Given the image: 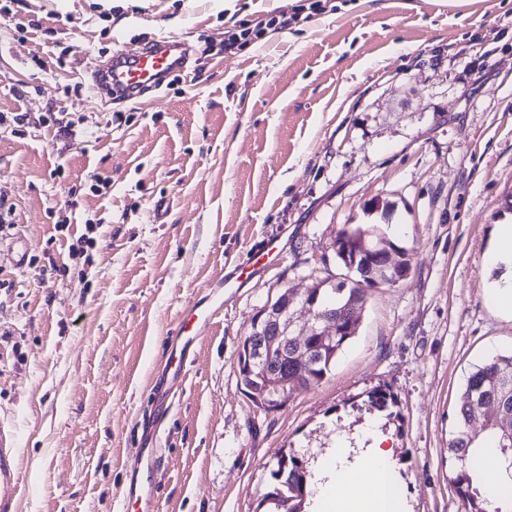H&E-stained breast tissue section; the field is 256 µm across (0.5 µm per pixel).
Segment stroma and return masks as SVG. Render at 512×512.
<instances>
[{
  "label": "stroma",
  "instance_id": "1",
  "mask_svg": "<svg viewBox=\"0 0 512 512\" xmlns=\"http://www.w3.org/2000/svg\"><path fill=\"white\" fill-rule=\"evenodd\" d=\"M0 0V198L28 240L0 260V418L20 446L21 512H120L151 377L178 315L225 266L279 256L224 296L171 396L156 446L159 512H256L281 452L306 466L391 436L407 512H464L448 453L469 371L512 351L485 262L512 221V0ZM301 12L269 26L271 12ZM261 33L228 51L226 32ZM182 75L112 99L90 71L159 39ZM78 133L55 139L59 120ZM407 279L367 291L327 377L258 406L237 352L283 289L351 280L331 243L365 206ZM163 204V218L154 207ZM94 246L72 254L81 236ZM386 395L369 407L368 395Z\"/></svg>",
  "mask_w": 512,
  "mask_h": 512
}]
</instances>
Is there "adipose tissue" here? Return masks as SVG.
<instances>
[{"label":"adipose tissue","instance_id":"obj_1","mask_svg":"<svg viewBox=\"0 0 512 512\" xmlns=\"http://www.w3.org/2000/svg\"><path fill=\"white\" fill-rule=\"evenodd\" d=\"M387 437L376 428L363 431L355 464H346L352 455L349 446L335 448L342 466L321 469L315 499L323 512H400V496L391 495L394 456L386 446Z\"/></svg>","mask_w":512,"mask_h":512}]
</instances>
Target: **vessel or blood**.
I'll return each instance as SVG.
<instances>
[{
  "label": "vessel or blood",
  "mask_w": 512,
  "mask_h": 512,
  "mask_svg": "<svg viewBox=\"0 0 512 512\" xmlns=\"http://www.w3.org/2000/svg\"><path fill=\"white\" fill-rule=\"evenodd\" d=\"M187 58L188 50L181 43L162 39L139 50L120 51L105 69L94 70L92 77L96 84L105 86L113 94L132 99L142 89L161 86L167 76L184 68ZM223 310L220 304H195L175 322L171 331L175 348L168 356L162 377L152 386L154 395H165L168 381L184 379L189 350L198 344L203 329L212 325ZM134 457V472L150 473L160 466L156 448L140 446L135 449ZM24 490L25 480L14 436L0 423V512H18ZM123 506L124 512H157L152 483L141 480L129 484Z\"/></svg>",
  "instance_id": "vessel-or-blood-1"
}]
</instances>
